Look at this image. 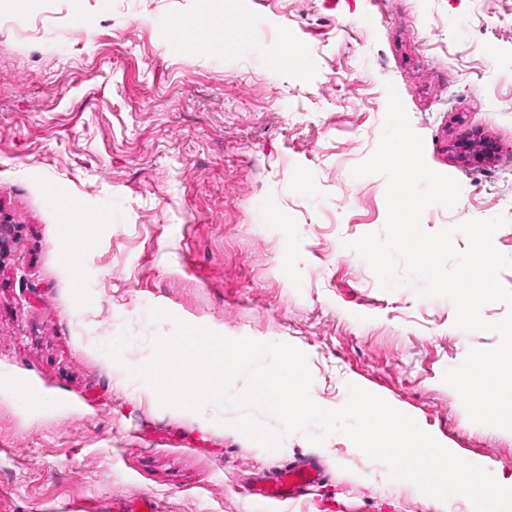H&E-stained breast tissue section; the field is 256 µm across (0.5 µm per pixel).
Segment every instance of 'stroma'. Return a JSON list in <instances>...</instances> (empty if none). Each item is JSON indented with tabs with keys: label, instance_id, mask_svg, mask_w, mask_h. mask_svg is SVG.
Masks as SVG:
<instances>
[{
	"label": "stroma",
	"instance_id": "1",
	"mask_svg": "<svg viewBox=\"0 0 512 512\" xmlns=\"http://www.w3.org/2000/svg\"><path fill=\"white\" fill-rule=\"evenodd\" d=\"M258 30L221 54L165 24L201 0H53L0 18V512H113L146 495L159 512H475L428 500L345 434L267 449L210 402L186 415L130 368L174 319L229 338L302 349L310 394L335 409L357 385L394 401L453 453L512 476V431L470 420L447 369L496 334L455 325L420 280L356 276L352 241L383 234L387 178L354 176L377 149L395 87L454 207L421 225L505 215L512 257V0H236ZM372 24H365V17ZM289 44H282V35ZM306 58L291 62V54ZM481 131L495 184L460 161ZM311 185L292 188L293 174ZM78 239L60 234V200ZM166 310L155 320L151 308ZM317 457L305 499L266 505L250 488Z\"/></svg>",
	"mask_w": 512,
	"mask_h": 512
}]
</instances>
